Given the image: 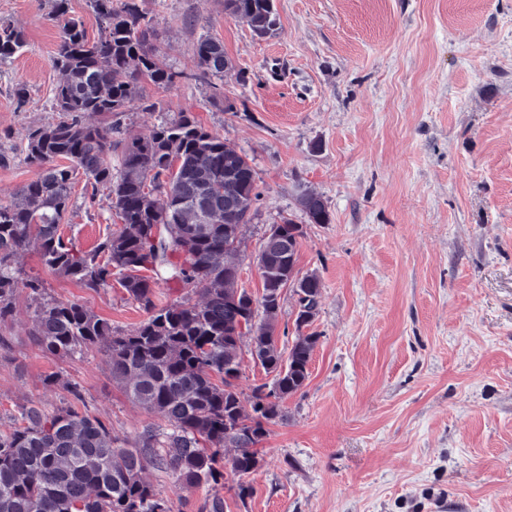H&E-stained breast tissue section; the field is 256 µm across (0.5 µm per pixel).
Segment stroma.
<instances>
[{
    "label": "stroma",
    "instance_id": "1",
    "mask_svg": "<svg viewBox=\"0 0 512 512\" xmlns=\"http://www.w3.org/2000/svg\"><path fill=\"white\" fill-rule=\"evenodd\" d=\"M138 3L179 77L166 90L144 84L156 108L132 102L124 135L188 110L252 159L260 197L239 286L261 294L263 239L295 212L297 183L331 213L307 225L298 251L301 272L321 280L309 378L267 426L252 496L237 498L229 467L216 487L152 468L145 478L174 512H209L216 496L224 512H512V0H275L269 38L224 0ZM52 10L0 0L27 40L0 62V200L33 176L28 130L60 119ZM202 35L223 42L235 75L198 67ZM115 229L107 189L77 180L65 238L90 250ZM17 265L15 316L0 328V425L32 401L68 403L46 383L57 373L123 447L166 431L114 386L106 343L61 359L29 334L26 278L128 333L146 314L119 283L81 287L32 250Z\"/></svg>",
    "mask_w": 512,
    "mask_h": 512
}]
</instances>
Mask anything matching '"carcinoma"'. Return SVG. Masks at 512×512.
I'll return each mask as SVG.
<instances>
[{
	"instance_id": "obj_1",
	"label": "carcinoma",
	"mask_w": 512,
	"mask_h": 512,
	"mask_svg": "<svg viewBox=\"0 0 512 512\" xmlns=\"http://www.w3.org/2000/svg\"><path fill=\"white\" fill-rule=\"evenodd\" d=\"M90 2L102 25L92 42L81 21L67 16V0H55L60 36L52 66L62 79L52 105L61 119L29 131L23 161L36 176L0 201V326L13 316L16 259L25 250L36 249L45 266L84 288H104L118 271L128 298L147 313L136 330L114 335L106 320L47 298L42 282L30 279V335L44 352L61 357L112 337V381L171 432L149 429L141 444L124 448L96 417L71 405L47 409L31 402L0 431V512H174L143 478L145 470L171 473L186 486L218 485L226 448L234 449L231 467L239 477L255 472L265 423L282 416L284 401L304 387L318 343L314 333L298 336L285 359L274 339L286 285L299 296L297 329L317 314L320 280L297 267L304 225L281 218L278 232L288 247L261 264L259 326L255 300L237 286L238 228L259 198L257 172L244 152L188 112L128 140L113 138L117 125L93 120L124 115L141 83L167 88L178 73L149 44L151 26L138 0ZM224 10L259 37L277 31L274 0H224ZM24 46L23 32L0 21V61ZM195 54L203 71L224 77L229 58L222 42L204 36ZM173 156L181 161L176 173L170 171ZM80 173L92 189H108L122 224L90 251L60 232ZM220 190L235 208L208 202V194ZM296 201L307 223H330L327 204L301 182ZM191 285L202 286L200 302L157 304L160 289ZM246 331L254 332L251 353L274 375L273 386L253 388L250 416L235 385Z\"/></svg>"
}]
</instances>
